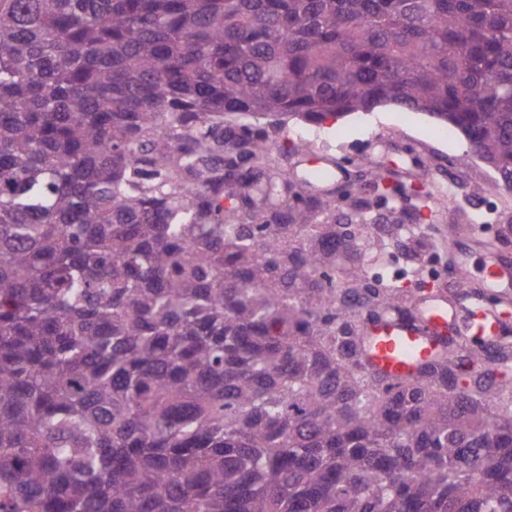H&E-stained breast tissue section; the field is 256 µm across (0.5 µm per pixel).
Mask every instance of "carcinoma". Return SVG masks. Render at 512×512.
I'll list each match as a JSON object with an SVG mask.
<instances>
[{
	"label": "carcinoma",
	"mask_w": 512,
	"mask_h": 512,
	"mask_svg": "<svg viewBox=\"0 0 512 512\" xmlns=\"http://www.w3.org/2000/svg\"><path fill=\"white\" fill-rule=\"evenodd\" d=\"M384 103L511 188L512 0H0V512H512V342L373 371L418 303L266 162Z\"/></svg>",
	"instance_id": "cac0c4a2"
}]
</instances>
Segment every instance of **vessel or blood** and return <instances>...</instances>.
Returning <instances> with one entry per match:
<instances>
[{"label": "vessel or blood", "instance_id": "b4317fda", "mask_svg": "<svg viewBox=\"0 0 512 512\" xmlns=\"http://www.w3.org/2000/svg\"><path fill=\"white\" fill-rule=\"evenodd\" d=\"M484 285L500 299H512V255L487 256ZM510 320L512 312L490 309L481 301L464 308L431 294L421 300L413 317L389 315L369 328L370 364L382 374L405 376L447 345L450 335L479 336L490 342L505 332Z\"/></svg>", "mask_w": 512, "mask_h": 512}]
</instances>
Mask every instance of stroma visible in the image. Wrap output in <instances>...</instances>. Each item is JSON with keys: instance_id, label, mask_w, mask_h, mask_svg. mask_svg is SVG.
I'll use <instances>...</instances> for the list:
<instances>
[{"instance_id": "stroma-1", "label": "stroma", "mask_w": 512, "mask_h": 512, "mask_svg": "<svg viewBox=\"0 0 512 512\" xmlns=\"http://www.w3.org/2000/svg\"><path fill=\"white\" fill-rule=\"evenodd\" d=\"M441 127L440 121L426 114L383 105L314 127L290 122L274 136L272 155L297 171L313 159L335 163L343 173L336 185L337 223H349L354 199H369L372 247L393 255L402 285L416 293L440 287L466 306L471 302V286L482 281L487 251L512 253V192L499 185L488 164L466 157L467 144L460 133L437 139ZM304 132L309 135L305 157L293 152ZM379 174L386 182L430 192L427 210L409 214L379 199L372 191ZM443 186L451 188L452 204L437 196ZM409 224L425 226L426 231L408 233ZM452 243L471 250L470 287L456 285L448 250Z\"/></svg>"}]
</instances>
